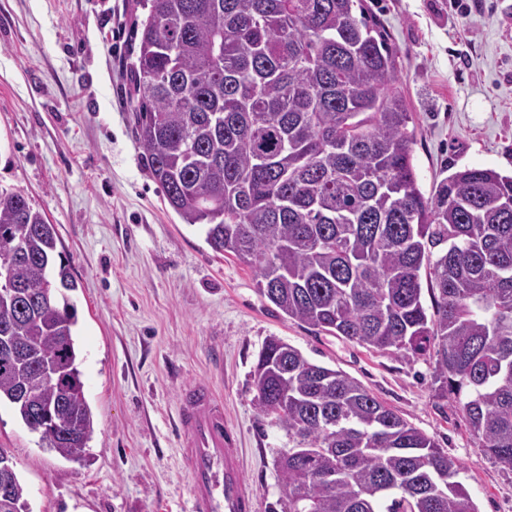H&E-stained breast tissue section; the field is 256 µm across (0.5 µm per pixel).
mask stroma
Returning <instances> with one entry per match:
<instances>
[{"instance_id":"35a3bbf8","label":"stroma","mask_w":512,"mask_h":512,"mask_svg":"<svg viewBox=\"0 0 512 512\" xmlns=\"http://www.w3.org/2000/svg\"><path fill=\"white\" fill-rule=\"evenodd\" d=\"M399 51L397 87L424 194L452 172L512 175V0H365ZM142 0H0V189L55 224L95 432L88 459L43 448L9 404L0 450L30 512H189L175 428L181 391L210 383L241 438L256 512L279 497L286 430L256 404L268 337L355 378L443 448L479 512H512V472L411 361L319 332L262 296L256 275L183 224L153 178L131 112L132 35Z\"/></svg>"}]
</instances>
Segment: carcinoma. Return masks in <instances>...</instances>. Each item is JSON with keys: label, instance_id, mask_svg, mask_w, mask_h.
I'll return each mask as SVG.
<instances>
[{"label": "carcinoma", "instance_id": "carcinoma-1", "mask_svg": "<svg viewBox=\"0 0 512 512\" xmlns=\"http://www.w3.org/2000/svg\"><path fill=\"white\" fill-rule=\"evenodd\" d=\"M143 8L134 119L168 206L252 268L288 318L403 360L432 357L438 394L511 471L512 176L463 168L424 196L398 50L364 0ZM56 247L29 197L1 190L0 347L21 351L0 363V402L32 431L46 415L66 428L41 440L79 460L94 421L68 296L77 283ZM253 377L257 408L289 439L269 512H478L443 449L356 379L276 336ZM8 482L30 512L13 468Z\"/></svg>", "mask_w": 512, "mask_h": 512}]
</instances>
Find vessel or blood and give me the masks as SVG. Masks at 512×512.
I'll list each match as a JSON object with an SVG mask.
<instances>
[{
	"label": "vessel or blood",
	"instance_id": "obj_1",
	"mask_svg": "<svg viewBox=\"0 0 512 512\" xmlns=\"http://www.w3.org/2000/svg\"><path fill=\"white\" fill-rule=\"evenodd\" d=\"M178 429L182 467L191 483V512H255V496L238 455L239 437L208 383H195L181 393Z\"/></svg>",
	"mask_w": 512,
	"mask_h": 512
}]
</instances>
